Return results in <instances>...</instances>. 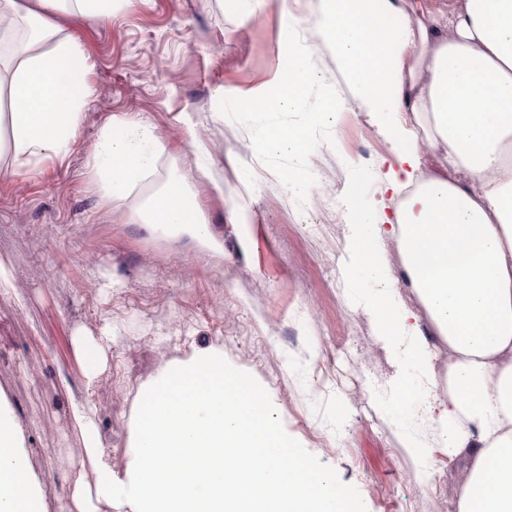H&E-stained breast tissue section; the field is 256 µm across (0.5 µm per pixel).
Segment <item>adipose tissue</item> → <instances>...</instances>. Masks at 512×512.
Returning a JSON list of instances; mask_svg holds the SVG:
<instances>
[{
  "instance_id": "1",
  "label": "adipose tissue",
  "mask_w": 512,
  "mask_h": 512,
  "mask_svg": "<svg viewBox=\"0 0 512 512\" xmlns=\"http://www.w3.org/2000/svg\"><path fill=\"white\" fill-rule=\"evenodd\" d=\"M116 0H0V19H20L23 41L5 64L0 96V171L66 159L91 97L86 59L64 36L56 12L111 18ZM336 58L354 98L395 148L380 192L402 195L394 214L383 202L359 206L363 175L342 200L352 226L344 274L366 290L381 333L405 344L408 383L385 403L405 447L423 454L406 402L418 378L433 379L427 349L415 342L417 319L397 299L384 249L392 239L411 288L448 345L442 364L451 391L438 410L443 447H476L460 487L458 512H512V0H316L309 17ZM429 137L446 171L421 169ZM165 150L144 118L110 116L91 157L104 205L128 198L152 178ZM150 232L186 236L215 253L191 176L174 173L132 216ZM0 512H43L26 467L21 430L0 403Z\"/></svg>"
}]
</instances>
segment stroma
<instances>
[{
	"mask_svg": "<svg viewBox=\"0 0 512 512\" xmlns=\"http://www.w3.org/2000/svg\"><path fill=\"white\" fill-rule=\"evenodd\" d=\"M312 4L267 0L254 12L247 0H125L108 20L56 14L82 47L93 97L64 162L0 174V400L21 426L45 512H78L76 478L98 482L77 408L91 412L113 481L127 484L140 390L164 365L214 347L254 376L286 433L354 486L367 512H430L438 488L457 512L475 449H453L437 481L378 406L398 396L405 370L342 275L351 226L340 195L359 169L361 203L376 199L394 147L309 26ZM287 14L343 104L333 145L309 159L316 183L302 206L258 159L248 129L218 111L221 97L256 96L280 79ZM111 115L147 117L165 151L156 176L107 207L87 163ZM202 161L209 173L196 190L223 253L130 223L172 170L195 175ZM234 207L247 223L229 222ZM85 336L104 359L94 377ZM62 456L67 471L52 473Z\"/></svg>",
	"mask_w": 512,
	"mask_h": 512,
	"instance_id": "1",
	"label": "stroma"
}]
</instances>
